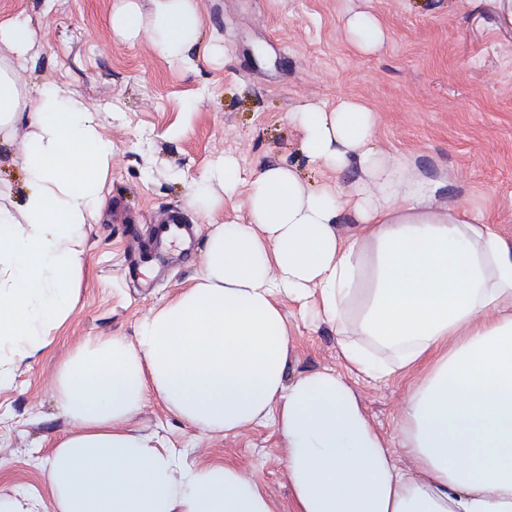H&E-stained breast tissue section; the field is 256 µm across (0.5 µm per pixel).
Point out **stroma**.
<instances>
[{"mask_svg":"<svg viewBox=\"0 0 512 512\" xmlns=\"http://www.w3.org/2000/svg\"><path fill=\"white\" fill-rule=\"evenodd\" d=\"M117 0H0V22L25 20L37 41L21 81L62 84L93 107L111 140L101 210L85 227L84 265L74 309L50 345L17 358L0 382V488L39 512L51 494L43 469L75 424L59 408L56 378L69 352L89 336L134 339L152 311L192 283L204 259L210 217L190 198L194 180L224 156L251 170L296 164L303 184L326 172L306 165L301 133L288 114L304 102L352 97L378 117L380 147L440 182L436 202L480 209L512 238V0H201L206 40L230 49L186 65L158 55L147 34L127 39L109 18ZM380 21L374 52L346 39L350 10ZM29 130L0 135V205L23 192L18 159ZM175 210L195 227L190 248L169 250L164 275H133L125 257L133 232L147 234ZM295 350L286 381L325 368L344 371L330 325L302 319L284 302ZM408 382L358 381L365 407L389 438ZM160 440L184 467L233 459L252 472L274 512H288L289 485L271 423L235 436L202 431L149 396L131 422Z\"/></svg>","mask_w":512,"mask_h":512,"instance_id":"35a3bbf8","label":"stroma"}]
</instances>
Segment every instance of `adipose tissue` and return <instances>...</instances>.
Masks as SVG:
<instances>
[{
    "label": "adipose tissue",
    "mask_w": 512,
    "mask_h": 512,
    "mask_svg": "<svg viewBox=\"0 0 512 512\" xmlns=\"http://www.w3.org/2000/svg\"><path fill=\"white\" fill-rule=\"evenodd\" d=\"M120 0L110 24L180 60L201 44L198 0ZM345 29L364 52L383 42L369 12ZM36 42L24 21L0 24V132L26 124V191L0 205L3 365L47 347L69 317L83 267L77 242L104 203L112 143L85 100L64 86L29 89L19 71ZM314 168L355 167L348 185H303L294 165L250 181L246 218L214 225L194 284L154 310L135 340L90 337L58 371L61 412L76 433L53 448L52 512H273L239 465L183 468L172 449L132 434L149 395L206 431L272 418L286 456L288 512H512V240L482 214L435 203L438 182L388 156L377 115L354 98L293 114ZM232 193L230 156L196 183ZM352 233L341 234L345 214ZM334 324L345 372L285 382L281 297ZM410 377L391 441L369 418L356 379Z\"/></svg>",
    "instance_id": "adipose-tissue-1"
}]
</instances>
